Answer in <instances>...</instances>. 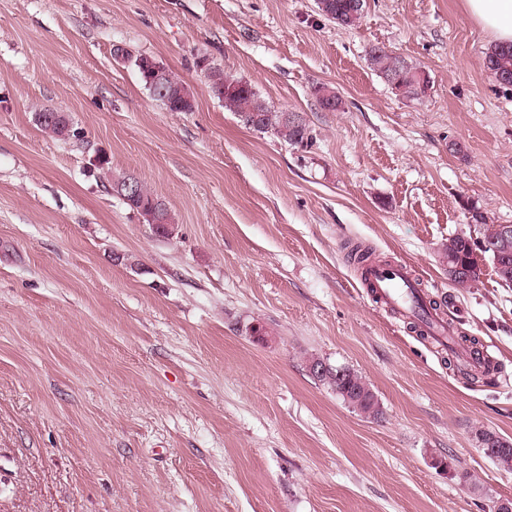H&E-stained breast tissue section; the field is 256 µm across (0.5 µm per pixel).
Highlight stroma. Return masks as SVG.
Masks as SVG:
<instances>
[{"mask_svg": "<svg viewBox=\"0 0 512 512\" xmlns=\"http://www.w3.org/2000/svg\"><path fill=\"white\" fill-rule=\"evenodd\" d=\"M0 0V512H481L512 470V287L483 261L457 289L448 238L470 208L512 224V87L463 0ZM380 46L430 79L396 96ZM179 75L170 112L132 63ZM300 113L311 143L245 127L206 67ZM342 99L320 108L314 90ZM65 113L73 136L36 122ZM134 177L175 217L158 234L108 188ZM406 265L499 372L376 303L351 245ZM265 326V334L253 325ZM370 383L361 415L306 370ZM354 0H330L331 8L329 10V16L323 15L327 20L335 22L337 25L344 28H355L357 27L364 13V3L361 2L359 10H355L352 7ZM483 65L498 84L512 86V44L491 47L485 54ZM151 59H155L149 55H138L134 59V66L137 69L140 80L143 83L144 87L149 91V93L155 98L157 101H160L168 111L170 112H192L195 111L196 108V100L194 95L192 94V102L186 101L180 95L181 89H184L185 82L177 76L170 69H167L165 76V84H166V92L164 94L161 93H152L150 87L148 86V82L145 79L144 72L152 69V61ZM480 437L484 455L501 467L511 470L509 465L512 462V442L489 430L480 431ZM490 442L492 446L488 447Z\"/></svg>", "mask_w": 512, "mask_h": 512, "instance_id": "35a3bbf8", "label": "stroma"}]
</instances>
